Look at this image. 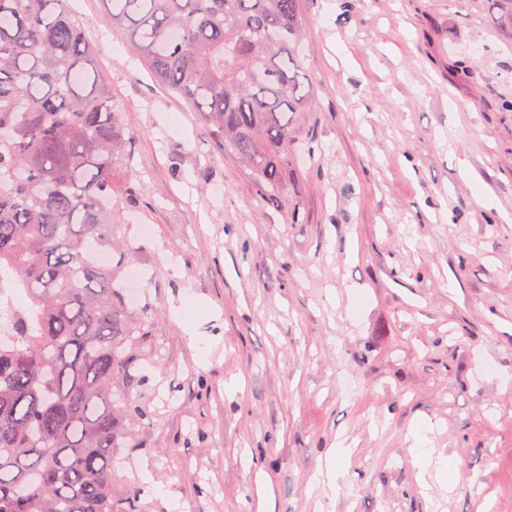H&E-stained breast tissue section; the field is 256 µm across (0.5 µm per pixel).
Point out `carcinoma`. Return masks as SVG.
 <instances>
[{
	"instance_id": "1",
	"label": "carcinoma",
	"mask_w": 512,
	"mask_h": 512,
	"mask_svg": "<svg viewBox=\"0 0 512 512\" xmlns=\"http://www.w3.org/2000/svg\"><path fill=\"white\" fill-rule=\"evenodd\" d=\"M67 0H0V273L25 292L0 341V512H129L112 449L140 410L128 349L150 308L124 305L112 266L116 166L132 136L93 70ZM158 84L184 98L280 189L303 109L298 0H108Z\"/></svg>"
}]
</instances>
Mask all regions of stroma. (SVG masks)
I'll list each match as a JSON object with an SVG mask.
<instances>
[{"label":"stroma","instance_id":"obj_1","mask_svg":"<svg viewBox=\"0 0 512 512\" xmlns=\"http://www.w3.org/2000/svg\"><path fill=\"white\" fill-rule=\"evenodd\" d=\"M67 6L133 135L112 268H141L153 306L113 497L512 512V0H299L312 89L275 193L155 82L107 0ZM419 434L456 473H418Z\"/></svg>","mask_w":512,"mask_h":512}]
</instances>
